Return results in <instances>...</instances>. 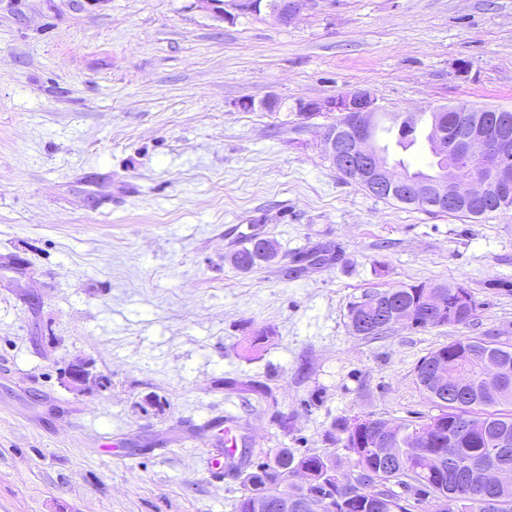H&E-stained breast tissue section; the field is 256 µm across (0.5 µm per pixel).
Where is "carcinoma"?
I'll return each mask as SVG.
<instances>
[{
    "mask_svg": "<svg viewBox=\"0 0 512 512\" xmlns=\"http://www.w3.org/2000/svg\"><path fill=\"white\" fill-rule=\"evenodd\" d=\"M385 198L414 206L422 211L438 212L429 200L414 194H387ZM501 211L499 199L486 198L476 212L471 206L446 210L451 215L476 219L478 215ZM278 250H266L252 244L242 246L232 255L234 266L248 272L261 263L276 262ZM448 284H410L372 289L348 306V318L357 336L376 338L389 326L385 313L405 305L410 308L421 329L447 325L466 327L477 315L478 303L470 298L464 314L448 318V312L436 313L439 302H448ZM491 354L508 374L494 375L484 365ZM448 365V386L455 389L451 399H443L429 383V367L439 362ZM416 383L437 413L419 421L370 418L364 428H354L350 419L340 417L333 427L345 434L344 448L351 452L354 471L345 475L347 490L354 497L345 502L335 499L326 512H413L425 497L449 495L462 484H473L478 469H512V447L494 448L490 440H512V332L492 330L482 336H460L422 357L415 366ZM494 382L498 394L483 396L484 384ZM224 392L244 396L247 414H267L283 432L291 428L290 417L278 409L273 388L257 380L224 379ZM228 429L238 432L241 447L226 450L225 467L248 466L253 450L244 434L248 420L235 416L224 419ZM390 447L398 456L386 463L380 451ZM341 472L331 454H299L291 448H277L260 464V469L242 482L243 493L236 512H255L253 503L265 504V512H306L304 505L320 493H331L333 472ZM445 512H512V485L486 488L469 498H450Z\"/></svg>",
    "mask_w": 512,
    "mask_h": 512,
    "instance_id": "obj_1",
    "label": "carcinoma"
}]
</instances>
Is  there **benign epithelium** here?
I'll list each match as a JSON object with an SVG mask.
<instances>
[{
    "label": "benign epithelium",
    "instance_id": "7a95c632",
    "mask_svg": "<svg viewBox=\"0 0 512 512\" xmlns=\"http://www.w3.org/2000/svg\"><path fill=\"white\" fill-rule=\"evenodd\" d=\"M197 4L224 22L239 14H265L288 25L298 13L295 0H197ZM295 111L307 116L320 112L353 116L344 128L320 135L321 154L332 167L352 172L375 190L394 194L410 186L416 195L434 200L439 208L465 200L477 202L489 195L500 198L503 205L512 202V132L469 117V109L459 104L433 108L441 115L432 133L442 167L436 177L419 182L411 181L406 170L392 163L374 137L379 107L369 90L355 88L325 100L299 99ZM64 384L78 396L104 388L91 362L79 357L65 371Z\"/></svg>",
    "mask_w": 512,
    "mask_h": 512
}]
</instances>
